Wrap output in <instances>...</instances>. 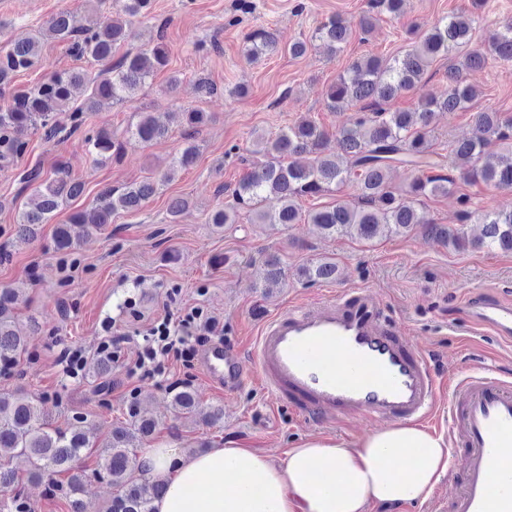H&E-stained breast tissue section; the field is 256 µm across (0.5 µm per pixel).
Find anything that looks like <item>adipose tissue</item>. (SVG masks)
Returning <instances> with one entry per match:
<instances>
[{"instance_id": "ef3b65f1", "label": "adipose tissue", "mask_w": 512, "mask_h": 512, "mask_svg": "<svg viewBox=\"0 0 512 512\" xmlns=\"http://www.w3.org/2000/svg\"><path fill=\"white\" fill-rule=\"evenodd\" d=\"M140 463L165 485L155 512H367L425 500L448 472L442 438L398 423L347 445L312 439L281 462L246 448L182 457L165 443Z\"/></svg>"}]
</instances>
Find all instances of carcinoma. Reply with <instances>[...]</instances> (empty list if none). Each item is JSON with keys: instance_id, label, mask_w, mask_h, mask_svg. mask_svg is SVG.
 I'll use <instances>...</instances> for the list:
<instances>
[{"instance_id": "carcinoma-1", "label": "carcinoma", "mask_w": 512, "mask_h": 512, "mask_svg": "<svg viewBox=\"0 0 512 512\" xmlns=\"http://www.w3.org/2000/svg\"><path fill=\"white\" fill-rule=\"evenodd\" d=\"M404 2L370 0L369 10L359 20L361 31L369 34L381 17L398 15ZM105 3L97 0L94 13L80 25L71 13L61 11L28 37L0 48V95L11 88L18 73L39 63L42 43L48 39L68 42L76 58L91 64L89 68L53 71L35 86L12 93L0 106V165L7 167L21 158L31 133L40 131L45 138L55 139L63 133L83 131L85 113L95 111L98 102H132L154 72L167 67L169 49L161 32L145 47L114 58L116 49L131 37L135 20L151 13L152 0H121L120 9L107 15L101 13ZM472 30V18L458 13L427 29L415 25L412 45L401 56L367 55L353 61L326 91L328 108H355L349 125L340 130L341 156L326 153L329 133L310 119L282 129L271 140L257 136L252 153L262 155L264 161L236 184L232 191L235 205L215 209L210 223L235 224L238 209L246 208L257 224L288 226L304 219L329 236L354 232L359 239L370 241L384 231L398 235L419 232L454 250L498 247L512 251L511 200L478 215L483 229L477 239L465 237L459 228L435 223L420 208L426 198L453 194L459 180L482 182L512 195V161L499 165L485 160L494 146L512 150V116L489 108L474 113L477 134L450 144L448 157L453 166L448 169L442 155L432 149L436 114L468 109L478 98L477 90L464 82L462 71L481 68L490 59L512 62V23L482 47L473 45ZM352 34L350 21L333 16L317 27L314 40L327 54L334 55ZM274 49L270 32L259 29L245 38L244 57L253 63ZM449 55L457 57L458 63L448 69L443 97L421 96L410 111L385 108L386 102L416 89L436 58ZM81 91L85 98L78 103L76 94ZM63 113L67 114L65 124L58 120ZM179 115L190 139L208 119L207 113L189 107L180 109ZM128 132L151 143L165 137L168 129L152 113L141 112ZM85 143L99 161L119 154L117 138L105 128L85 135ZM198 153V146L189 142L175 156L169 172L120 190L101 192L91 206L55 225L53 249L75 250L78 239L73 227L77 225L87 235L100 233L112 223L115 213L140 210L176 170L192 166ZM399 167H411L417 175L404 187L395 188L391 173ZM21 181L23 189L30 191L31 201L18 209L16 245L34 241L41 225L51 223L84 193V184L61 167L46 178L35 169L26 171ZM346 182L355 186L354 200L302 210L303 201ZM265 267L268 284H281L284 272L279 259L267 258ZM301 276L308 282L332 280L336 264L312 262L302 269ZM19 301L16 289L0 287V378L15 375L28 349L27 337L17 330L12 315ZM111 372L112 355L106 352L87 366L86 378L95 381L109 377ZM170 399L186 415L200 413L197 392L189 385L175 388ZM45 406V399L22 391L0 392V512H33L31 503L15 488L25 478L50 479L62 473L69 474L67 482L49 483L50 493L65 500L70 512H86L81 500L85 475L80 461L90 448L97 449L92 473L105 474L112 485L107 512H154L153 502L163 493L164 484L136 464L135 453L143 440L156 432L157 424L143 417L139 406L129 409L127 426L112 431L101 442L90 439L81 414H72L65 427H57L49 420ZM202 421L211 426L224 422V409H210L202 414ZM15 459L25 460V474L12 466Z\"/></svg>"}]
</instances>
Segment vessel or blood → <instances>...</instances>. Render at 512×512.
<instances>
[{"label":"vessel or blood","mask_w":512,"mask_h":512,"mask_svg":"<svg viewBox=\"0 0 512 512\" xmlns=\"http://www.w3.org/2000/svg\"><path fill=\"white\" fill-rule=\"evenodd\" d=\"M471 327L512 340V301L481 290L464 299ZM212 385L235 393L254 378L290 410L327 425L363 416L377 422L437 415V378L422 350L382 316L367 289L290 305L260 322L254 347L209 342L200 354ZM448 439L458 476L433 512H512V384L474 368L448 401Z\"/></svg>","instance_id":"1"}]
</instances>
